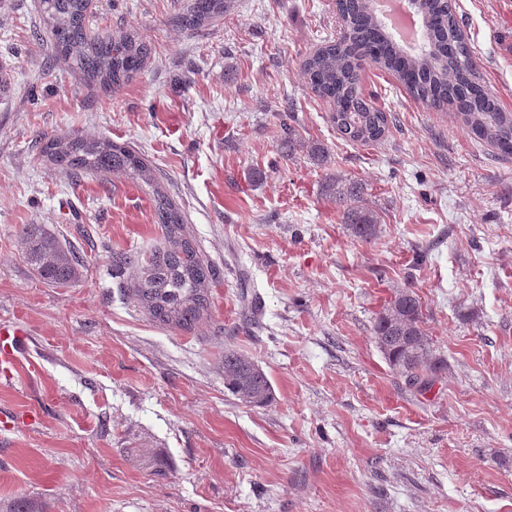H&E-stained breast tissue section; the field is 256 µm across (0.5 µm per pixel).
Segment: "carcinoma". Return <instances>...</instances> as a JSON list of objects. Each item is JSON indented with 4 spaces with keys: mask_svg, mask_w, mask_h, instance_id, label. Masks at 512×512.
<instances>
[{
    "mask_svg": "<svg viewBox=\"0 0 512 512\" xmlns=\"http://www.w3.org/2000/svg\"><path fill=\"white\" fill-rule=\"evenodd\" d=\"M90 0H40L46 29L59 56L68 60L88 85L104 90L120 88L142 70L151 48L136 35L92 33L86 23ZM371 0H336L342 21L337 39L321 45L302 60L312 92L333 104L330 119L342 139L368 144L381 139L390 117L373 106L359 85L361 62L388 71L431 109L448 105L480 141L503 156H512V113L481 82L479 66L467 41L457 37L459 22L449 0H413L424 25L426 50L406 53L375 17ZM229 0H185L177 23L196 30L224 16ZM281 152L291 157L307 152L318 166L328 163V150L303 140L296 129L282 122ZM47 160L67 169L104 178L125 173L151 188L157 223L164 242L150 254L114 251L112 269L131 271L127 296L151 321L183 331L192 330L209 313L210 288L215 280L188 232L182 211L158 186L147 160L132 148L109 139L61 135L49 139ZM322 190L336 203L346 234L371 241L381 233V217L367 203L365 187L355 180L325 178ZM25 256L38 275L53 284H69L81 275L74 252L39 224L23 229ZM373 333L389 364L414 386H426L444 369L433 356L424 329L418 294L404 288L395 292L375 320ZM224 387L238 400L264 406L273 398L267 375L251 359L224 352Z\"/></svg>",
    "mask_w": 512,
    "mask_h": 512,
    "instance_id": "obj_1",
    "label": "carcinoma"
}]
</instances>
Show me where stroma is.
Returning a JSON list of instances; mask_svg holds the SVG:
<instances>
[{
  "instance_id": "stroma-1",
  "label": "stroma",
  "mask_w": 512,
  "mask_h": 512,
  "mask_svg": "<svg viewBox=\"0 0 512 512\" xmlns=\"http://www.w3.org/2000/svg\"><path fill=\"white\" fill-rule=\"evenodd\" d=\"M452 4L512 112V0ZM182 5L92 0L90 27L152 49L108 94L54 54L37 0H0V326L24 332L0 377V512H512V157L368 64L393 120L343 140L300 67L338 36L336 0H231L193 31ZM286 112L326 167L281 156ZM57 134L145 157L217 271L207 321L164 328L126 297L108 255L160 243L152 192L51 165ZM329 173L365 184L378 238L346 235ZM28 224L77 252L78 280L39 278ZM407 287L447 364L426 391L373 336ZM228 350L266 373V406L225 389Z\"/></svg>"
}]
</instances>
